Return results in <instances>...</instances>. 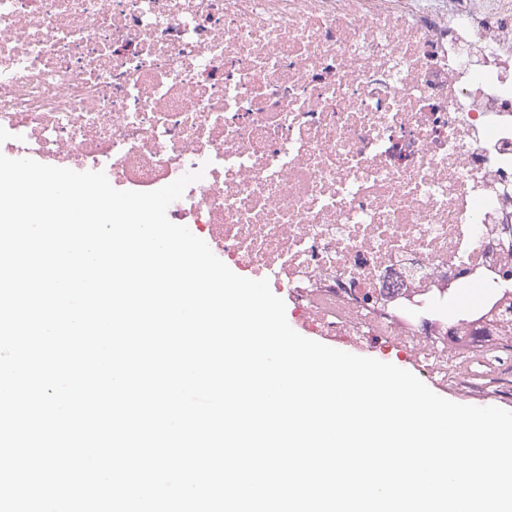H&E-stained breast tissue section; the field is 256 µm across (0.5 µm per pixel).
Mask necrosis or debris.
Returning a JSON list of instances; mask_svg holds the SVG:
<instances>
[{"label":"necrosis or debris","mask_w":512,"mask_h":512,"mask_svg":"<svg viewBox=\"0 0 512 512\" xmlns=\"http://www.w3.org/2000/svg\"><path fill=\"white\" fill-rule=\"evenodd\" d=\"M131 191L311 334L458 385L512 300V0H0V142ZM510 324L503 323L496 328L495 334L485 335L487 339L483 341L484 344H478L476 336L473 332H467V326L461 325L456 331L454 336H448V340L451 342H461L466 346L478 349L484 348L489 345H496L499 340V336H512V320H509Z\"/></svg>","instance_id":"necrosis-or-debris-1"}]
</instances>
